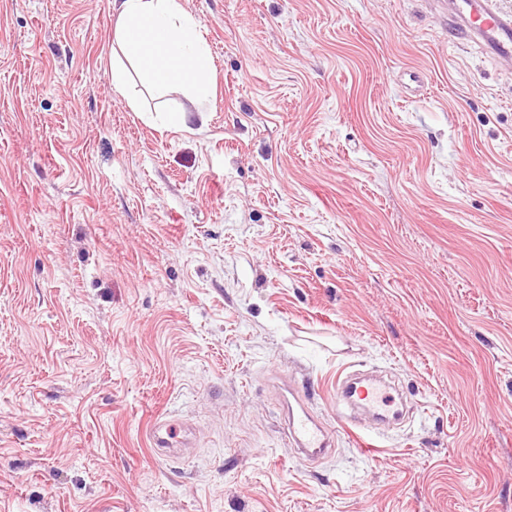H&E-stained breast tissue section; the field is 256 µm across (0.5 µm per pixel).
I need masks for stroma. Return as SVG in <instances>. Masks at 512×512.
Wrapping results in <instances>:
<instances>
[{
    "instance_id": "35a3bbf8",
    "label": "stroma",
    "mask_w": 512,
    "mask_h": 512,
    "mask_svg": "<svg viewBox=\"0 0 512 512\" xmlns=\"http://www.w3.org/2000/svg\"><path fill=\"white\" fill-rule=\"evenodd\" d=\"M113 2L0 0V512H512V73L426 0H185L214 98L132 104ZM392 403L386 395V385L373 378L352 379L344 376L336 382V406L341 404L358 405L378 419L386 416L387 407ZM281 403L287 421V437L297 447L298 454L316 459L332 451V432L315 418L303 396L288 382L284 384ZM178 437L179 434L167 420L158 418L150 426L149 441L152 448H174L187 444Z\"/></svg>"
}]
</instances>
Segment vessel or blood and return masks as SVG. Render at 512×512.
Masks as SVG:
<instances>
[{"label": "vessel or blood", "instance_id": "vessel-or-blood-1", "mask_svg": "<svg viewBox=\"0 0 512 512\" xmlns=\"http://www.w3.org/2000/svg\"><path fill=\"white\" fill-rule=\"evenodd\" d=\"M445 24L453 37L478 38L495 59L512 62V8L503 0H453ZM336 402L359 406L382 419L391 398L380 380L346 376L336 383ZM281 403L289 424V441L298 453L310 459L330 453L333 434L315 418L300 392L284 385ZM149 441L154 448H173L179 443L178 433L159 418L150 426Z\"/></svg>", "mask_w": 512, "mask_h": 512}]
</instances>
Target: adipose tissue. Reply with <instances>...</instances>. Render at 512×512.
Segmentation results:
<instances>
[{"label":"adipose tissue","mask_w":512,"mask_h":512,"mask_svg":"<svg viewBox=\"0 0 512 512\" xmlns=\"http://www.w3.org/2000/svg\"><path fill=\"white\" fill-rule=\"evenodd\" d=\"M112 52V87L122 95L132 92L128 58L156 93L174 85L188 87L200 101L213 93L211 56L184 0H119Z\"/></svg>","instance_id":"1"}]
</instances>
